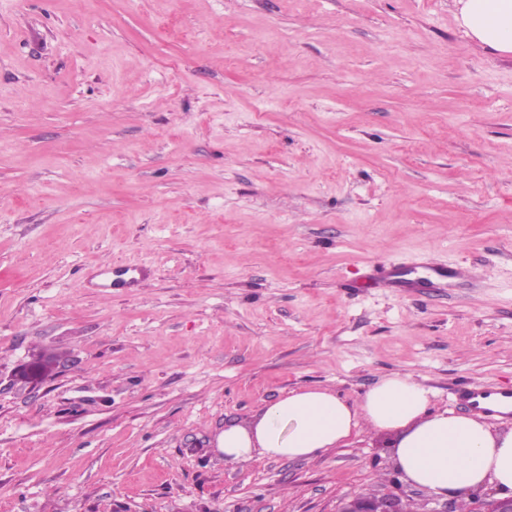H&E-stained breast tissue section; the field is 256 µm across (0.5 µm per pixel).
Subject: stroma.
Segmentation results:
<instances>
[{"instance_id":"obj_1","label":"stroma","mask_w":512,"mask_h":512,"mask_svg":"<svg viewBox=\"0 0 512 512\" xmlns=\"http://www.w3.org/2000/svg\"><path fill=\"white\" fill-rule=\"evenodd\" d=\"M456 14L0 0V512L444 506L388 433L241 463L214 438L304 386L399 373L459 414L512 389V56ZM494 395H500L502 399H510L512 402V392L510 390L485 388V387H472L467 388L462 393V400L465 404L477 412L498 413L490 407L481 406L486 400ZM336 512H407V503L394 493L355 495L343 499Z\"/></svg>"}]
</instances>
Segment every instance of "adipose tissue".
<instances>
[{
	"mask_svg": "<svg viewBox=\"0 0 512 512\" xmlns=\"http://www.w3.org/2000/svg\"><path fill=\"white\" fill-rule=\"evenodd\" d=\"M466 35L512 55V0H455ZM431 389L410 376L381 379L352 402L321 387H304L265 405L250 420L226 425L215 445L225 459L253 456L311 459L361 432L393 434L403 478L435 494L494 487L512 496V429L482 416L435 407Z\"/></svg>",
	"mask_w": 512,
	"mask_h": 512,
	"instance_id": "1",
	"label": "adipose tissue"
}]
</instances>
